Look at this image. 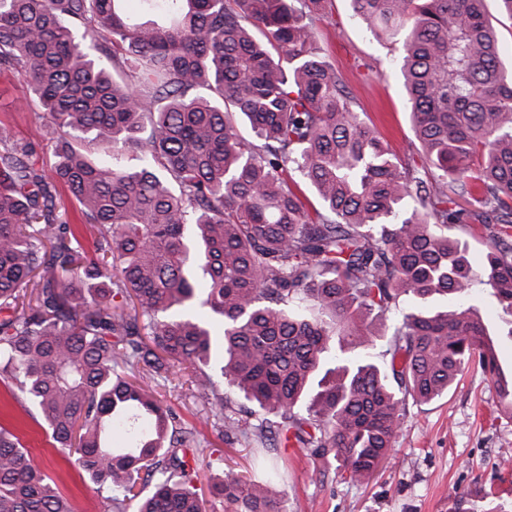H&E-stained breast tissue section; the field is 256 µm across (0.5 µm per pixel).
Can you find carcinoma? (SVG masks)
I'll return each mask as SVG.
<instances>
[{
    "label": "carcinoma",
    "mask_w": 512,
    "mask_h": 512,
    "mask_svg": "<svg viewBox=\"0 0 512 512\" xmlns=\"http://www.w3.org/2000/svg\"><path fill=\"white\" fill-rule=\"evenodd\" d=\"M124 2L0 0V66L48 112L80 206L78 226L56 215L31 147L0 133V384L112 512H203L200 433L155 395L175 368L218 435L302 448L352 484L408 403L472 364L512 417L494 334L456 302L495 297L512 336V64L485 0H349L374 37L404 33L418 147L402 158L316 45L331 0H138V17ZM476 222L479 275L448 234ZM213 491L224 512L283 498L275 469ZM494 498L452 512H512ZM0 512H72L2 424Z\"/></svg>",
    "instance_id": "carcinoma-1"
}]
</instances>
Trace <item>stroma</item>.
Returning a JSON list of instances; mask_svg holds the SVG:
<instances>
[{
    "mask_svg": "<svg viewBox=\"0 0 512 512\" xmlns=\"http://www.w3.org/2000/svg\"><path fill=\"white\" fill-rule=\"evenodd\" d=\"M317 40L344 79L360 117L396 155L408 153L414 132L399 73L402 37L376 40L352 18L349 0H332ZM49 125L48 113L26 80L0 68V128L31 145L32 162L50 180L56 158ZM157 393L183 426L200 432L204 464L197 488L203 510L224 512L223 503L210 493L212 479L260 474L258 460L251 449L217 436L206 422L203 399L191 392L184 372L174 371ZM497 406L490 377L470 368L441 398L408 406L390 457L364 484L322 476L320 463L304 450L280 449L279 461L287 471L282 512H450L456 497L490 482L503 502H511L512 468L502 463L512 461V418L499 414ZM1 422L20 433L34 463L56 483L73 512H111L93 484L51 447L27 405L0 387Z\"/></svg>",
    "mask_w": 512,
    "mask_h": 512,
    "instance_id": "obj_1",
    "label": "stroma"
}]
</instances>
